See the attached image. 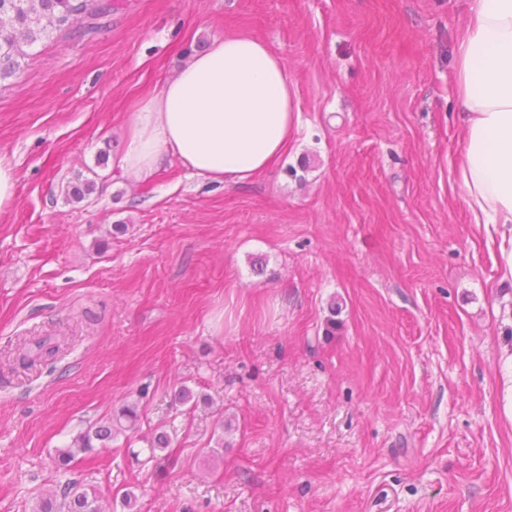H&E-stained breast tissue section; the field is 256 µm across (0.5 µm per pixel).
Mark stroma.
I'll list each match as a JSON object with an SVG mask.
<instances>
[{"instance_id": "1", "label": "stroma", "mask_w": 512, "mask_h": 512, "mask_svg": "<svg viewBox=\"0 0 512 512\" xmlns=\"http://www.w3.org/2000/svg\"><path fill=\"white\" fill-rule=\"evenodd\" d=\"M464 21L465 0H112L35 48L0 88V512L72 484L104 512H512V279L453 176ZM240 32L294 81L281 164L113 169L187 50ZM49 335L53 365L15 364ZM127 404L135 430L57 468ZM16 176L13 167L0 161V210L11 205L15 196Z\"/></svg>"}]
</instances>
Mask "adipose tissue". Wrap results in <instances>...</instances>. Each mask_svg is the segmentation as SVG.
I'll use <instances>...</instances> for the list:
<instances>
[{"instance_id":"adipose-tissue-1","label":"adipose tissue","mask_w":512,"mask_h":512,"mask_svg":"<svg viewBox=\"0 0 512 512\" xmlns=\"http://www.w3.org/2000/svg\"><path fill=\"white\" fill-rule=\"evenodd\" d=\"M455 69L456 182L476 223L501 226L512 275V0H468ZM300 124L285 62L247 34L217 37L134 113L114 164L147 178L174 157L211 181L245 182L278 164Z\"/></svg>"}]
</instances>
